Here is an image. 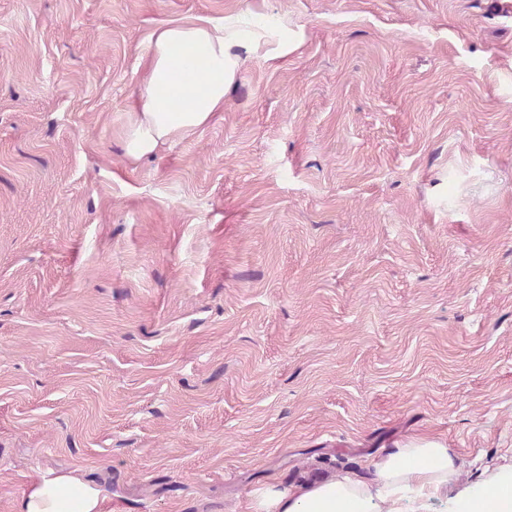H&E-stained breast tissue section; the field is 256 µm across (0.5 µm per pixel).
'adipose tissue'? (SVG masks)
<instances>
[{
  "label": "adipose tissue",
  "mask_w": 512,
  "mask_h": 512,
  "mask_svg": "<svg viewBox=\"0 0 512 512\" xmlns=\"http://www.w3.org/2000/svg\"><path fill=\"white\" fill-rule=\"evenodd\" d=\"M147 75L124 129L126 151L137 159L160 144L206 125L224 109V97L241 69L254 60L271 62L291 47L287 21L261 24L251 11L223 19L188 16L159 22L149 35ZM461 469L445 445L411 441L372 461L366 472L268 485L255 490L251 512H369L387 501L400 512L407 490L424 498L447 492ZM481 495L465 492L459 512H512V465L483 479ZM101 492L70 474L44 472L23 493L17 512H102Z\"/></svg>",
  "instance_id": "obj_1"
}]
</instances>
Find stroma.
<instances>
[{
  "mask_svg": "<svg viewBox=\"0 0 512 512\" xmlns=\"http://www.w3.org/2000/svg\"><path fill=\"white\" fill-rule=\"evenodd\" d=\"M295 43L154 156L161 21ZM426 438L512 464V0H0V512H250ZM101 491L70 474L44 472L31 480L17 512H102Z\"/></svg>",
  "mask_w": 512,
  "mask_h": 512,
  "instance_id": "1",
  "label": "stroma"
}]
</instances>
